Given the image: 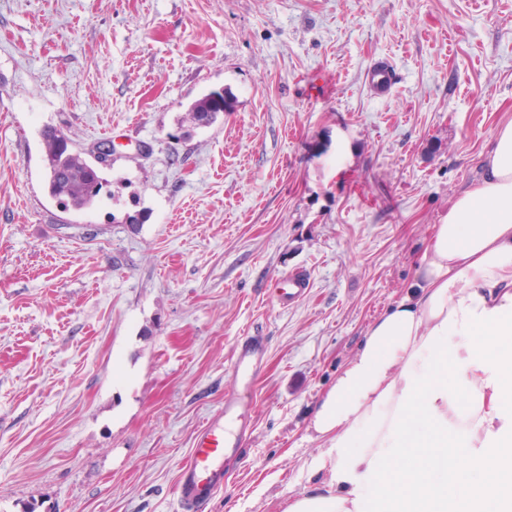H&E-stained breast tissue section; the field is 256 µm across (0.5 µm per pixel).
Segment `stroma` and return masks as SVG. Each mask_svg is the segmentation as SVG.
<instances>
[{"instance_id":"1","label":"stroma","mask_w":512,"mask_h":512,"mask_svg":"<svg viewBox=\"0 0 512 512\" xmlns=\"http://www.w3.org/2000/svg\"><path fill=\"white\" fill-rule=\"evenodd\" d=\"M510 118L512 0H0V512H177L242 392L202 512L314 493L318 404ZM48 126L113 142L92 208L49 195ZM235 109L234 98L225 90L213 91L195 101L188 109L187 116L192 122L201 125L213 123L222 112ZM237 365L239 370L243 369L251 377L254 376L262 365V340L259 336L247 338V345L242 347ZM248 402L240 395L224 401V414L204 428L195 438L193 448L181 469L178 500L183 512H198L213 493L224 460V427L221 418L245 411Z\"/></svg>"}]
</instances>
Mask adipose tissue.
<instances>
[{
    "instance_id": "1",
    "label": "adipose tissue",
    "mask_w": 512,
    "mask_h": 512,
    "mask_svg": "<svg viewBox=\"0 0 512 512\" xmlns=\"http://www.w3.org/2000/svg\"><path fill=\"white\" fill-rule=\"evenodd\" d=\"M312 429L327 489L286 512H512V119Z\"/></svg>"
}]
</instances>
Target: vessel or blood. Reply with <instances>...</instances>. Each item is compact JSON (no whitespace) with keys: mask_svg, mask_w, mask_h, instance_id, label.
<instances>
[{"mask_svg":"<svg viewBox=\"0 0 512 512\" xmlns=\"http://www.w3.org/2000/svg\"><path fill=\"white\" fill-rule=\"evenodd\" d=\"M262 364V340L251 336L237 362L240 369L256 373ZM224 429L219 423L204 428L181 469L178 500L183 512H199L218 482L224 459Z\"/></svg>","mask_w":512,"mask_h":512,"instance_id":"b4317fda","label":"vessel or blood"}]
</instances>
